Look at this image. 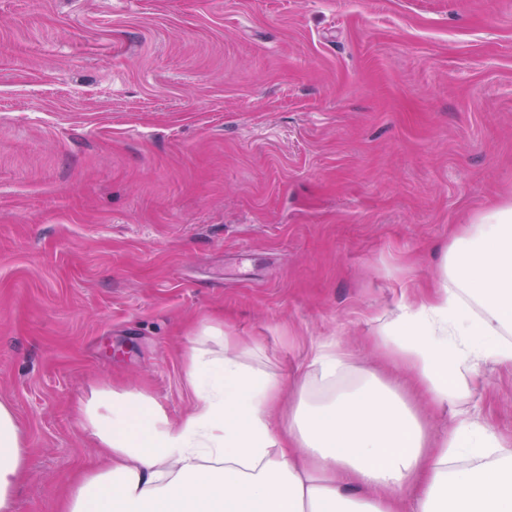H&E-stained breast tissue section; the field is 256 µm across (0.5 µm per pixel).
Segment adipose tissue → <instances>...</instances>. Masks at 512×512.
Instances as JSON below:
<instances>
[{"mask_svg":"<svg viewBox=\"0 0 512 512\" xmlns=\"http://www.w3.org/2000/svg\"><path fill=\"white\" fill-rule=\"evenodd\" d=\"M188 355L192 410L171 422L147 394L104 386L82 408L106 462L73 482L60 512H512V440L459 418L432 436L398 378L355 377L348 352L320 344L324 399L277 426L281 382L220 351L205 330ZM377 345L435 405L464 404L480 363L512 366V200L448 240L439 289L407 303ZM24 437L0 400V512H15Z\"/></svg>","mask_w":512,"mask_h":512,"instance_id":"obj_1","label":"adipose tissue"}]
</instances>
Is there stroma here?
I'll return each instance as SVG.
<instances>
[{"instance_id":"stroma-1","label":"stroma","mask_w":512,"mask_h":512,"mask_svg":"<svg viewBox=\"0 0 512 512\" xmlns=\"http://www.w3.org/2000/svg\"><path fill=\"white\" fill-rule=\"evenodd\" d=\"M512 198V0H0V400L16 512H58L101 451L93 390L179 421L206 328L292 391L355 375L443 271L452 225ZM512 437V367L465 405ZM24 437L16 415L0 400V511L15 512V490L26 466Z\"/></svg>"}]
</instances>
